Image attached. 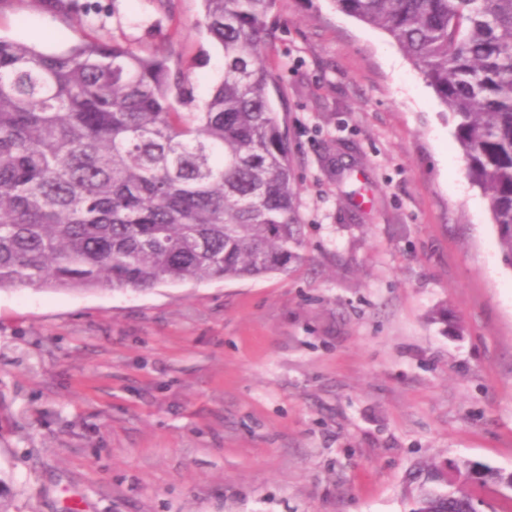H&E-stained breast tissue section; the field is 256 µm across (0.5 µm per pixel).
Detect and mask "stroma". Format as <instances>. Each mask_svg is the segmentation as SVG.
<instances>
[{
    "instance_id": "stroma-1",
    "label": "stroma",
    "mask_w": 512,
    "mask_h": 512,
    "mask_svg": "<svg viewBox=\"0 0 512 512\" xmlns=\"http://www.w3.org/2000/svg\"><path fill=\"white\" fill-rule=\"evenodd\" d=\"M201 18L200 0H0V37L173 46L199 101L223 66ZM270 20L301 261L145 292L1 291L15 512H409L416 461L512 471V266L451 114L332 0H277Z\"/></svg>"
}]
</instances>
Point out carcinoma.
Instances as JSON below:
<instances>
[{
	"label": "carcinoma",
	"instance_id": "1",
	"mask_svg": "<svg viewBox=\"0 0 512 512\" xmlns=\"http://www.w3.org/2000/svg\"><path fill=\"white\" fill-rule=\"evenodd\" d=\"M221 79L193 112L171 53L80 35L0 38V290L90 291L286 273L300 259L292 149L270 96L276 0H201ZM384 30L456 122L512 265V0H333ZM426 459L410 512H470L512 472Z\"/></svg>",
	"mask_w": 512,
	"mask_h": 512
}]
</instances>
